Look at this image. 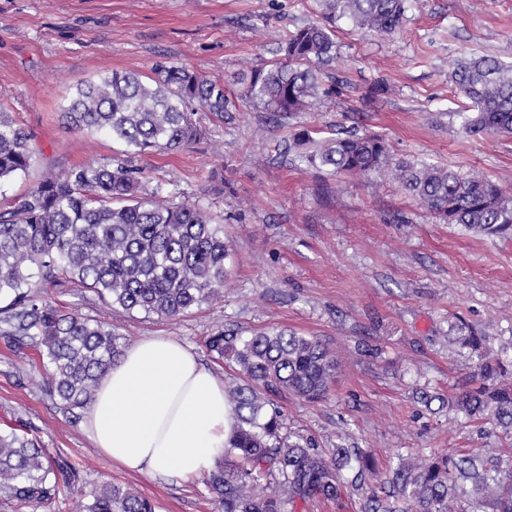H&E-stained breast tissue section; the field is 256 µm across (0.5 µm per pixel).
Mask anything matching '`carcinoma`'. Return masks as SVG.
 Wrapping results in <instances>:
<instances>
[{"label":"carcinoma","mask_w":512,"mask_h":512,"mask_svg":"<svg viewBox=\"0 0 512 512\" xmlns=\"http://www.w3.org/2000/svg\"><path fill=\"white\" fill-rule=\"evenodd\" d=\"M407 2L316 0L319 20L276 39L275 59L242 72L245 99L285 120L336 98L344 84L322 70L336 59V23L392 37L403 27ZM452 81L467 100L455 113L461 130L512 134V63L492 56L464 59ZM237 108L223 80L186 65L159 60L149 75H101L76 88L60 120L69 130L111 136L122 146V158L47 173L0 210V336L39 350L48 374L45 390L65 412L91 406L126 338L109 322L59 307L45 289L70 283L95 293L113 311L167 319L222 298L232 256L224 226L176 192L143 193L145 171L132 159L196 140L197 112L222 122ZM292 141L300 161L329 176H391L439 224L475 235L512 234V196L485 176L418 159L391 169L385 139L356 127L327 137L304 129ZM35 154L12 113L0 110V183L27 174ZM457 340L477 353L480 364L454 407L512 431V383L506 381L512 354L493 350L473 333ZM208 347L249 379L229 390L233 414L224 461L206 478L223 512H287L299 502L337 499L351 488L364 491L361 512H403L408 501L417 512H455L461 498L491 512H512V475L492 452L401 459L372 486L369 453L342 444L328 453L311 437L282 433L283 414L267 394L323 399L338 361L321 341L288 329L245 336L221 327ZM76 480V470L51 462L37 439L0 433V493L16 506L49 504L60 485ZM72 501L73 512H154L138 490L110 481L76 491Z\"/></svg>","instance_id":"obj_1"}]
</instances>
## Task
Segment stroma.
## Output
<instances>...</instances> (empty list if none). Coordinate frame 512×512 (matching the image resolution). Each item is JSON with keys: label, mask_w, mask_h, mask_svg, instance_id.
I'll return each mask as SVG.
<instances>
[{"label": "stroma", "mask_w": 512, "mask_h": 512, "mask_svg": "<svg viewBox=\"0 0 512 512\" xmlns=\"http://www.w3.org/2000/svg\"><path fill=\"white\" fill-rule=\"evenodd\" d=\"M314 0H0V107L37 154L28 176L0 185V208L49 171L118 156L111 138L66 129L59 108L111 70L150 73L167 58L223 79L239 95L246 64L272 59L270 35L315 20ZM333 71L341 97L285 124L252 104L215 120L200 112L199 139L137 158L146 191L179 192L225 217L232 273L221 300L176 319L106 308L93 292L50 289L53 301L112 324L128 342L171 336L191 347L225 386L244 383L212 358L218 327L288 328L337 352L328 397L275 396L287 431L370 451L374 481L398 457L476 455L496 449L512 470V435L475 422L450 402L479 359L454 344L456 327L512 348V235L477 236L433 223L399 184L330 176L294 161L295 130L358 126L382 136L392 160L426 159L484 173L512 194V135H472L452 114L464 104L450 74L473 55L512 62V0H411L399 34L380 38L336 24ZM386 94L371 99L375 81ZM39 353L0 337V432L23 429L84 482L132 485L156 512H222L203 480L126 472L102 455L81 420L41 388Z\"/></svg>", "instance_id": "1"}]
</instances>
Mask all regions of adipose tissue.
Instances as JSON below:
<instances>
[{
    "instance_id": "1",
    "label": "adipose tissue",
    "mask_w": 512,
    "mask_h": 512,
    "mask_svg": "<svg viewBox=\"0 0 512 512\" xmlns=\"http://www.w3.org/2000/svg\"><path fill=\"white\" fill-rule=\"evenodd\" d=\"M224 383L170 336L127 347L101 381L83 430L128 472L189 480L210 472L229 435Z\"/></svg>"
}]
</instances>
